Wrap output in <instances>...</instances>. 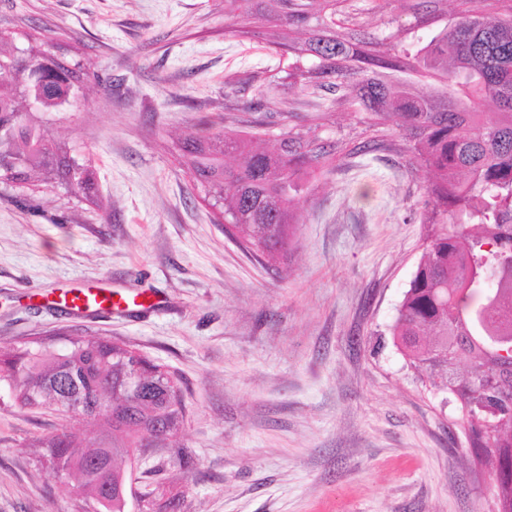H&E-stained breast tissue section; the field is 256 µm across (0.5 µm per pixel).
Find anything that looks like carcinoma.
Masks as SVG:
<instances>
[{
    "label": "carcinoma",
    "mask_w": 512,
    "mask_h": 512,
    "mask_svg": "<svg viewBox=\"0 0 512 512\" xmlns=\"http://www.w3.org/2000/svg\"><path fill=\"white\" fill-rule=\"evenodd\" d=\"M462 0L455 20L425 46H391L357 39L336 28L334 0H224L244 20L295 27L303 37L280 36V46L309 67L315 89L354 96L374 121L397 118L410 159L433 173L424 208L427 243L392 325L394 344L408 364L439 381L469 408L470 447L492 466L503 496L498 512H512V353L499 336H512V14L490 17ZM50 46L33 36L0 30V116L11 122L7 148L19 163L0 168V183L34 182L95 202V172L29 114L73 106L88 71L56 58L71 93L29 79ZM497 109L487 121L482 107ZM178 155L225 232L277 262L299 223V172L330 155L326 146L285 132L272 149L254 137L213 128L186 130ZM0 384L21 404L84 418L97 435L67 431L43 441L53 469L66 467L81 500L101 492L99 506L123 512L112 492L132 448H171L183 419L175 381L161 366L117 344L70 339L62 348L25 347L0 355Z\"/></svg>",
    "instance_id": "obj_1"
}]
</instances>
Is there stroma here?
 I'll return each mask as SVG.
<instances>
[{
    "instance_id": "obj_1",
    "label": "stroma",
    "mask_w": 512,
    "mask_h": 512,
    "mask_svg": "<svg viewBox=\"0 0 512 512\" xmlns=\"http://www.w3.org/2000/svg\"><path fill=\"white\" fill-rule=\"evenodd\" d=\"M347 3L337 24L391 43L430 41L459 7ZM240 24L224 0H0L1 29L102 77L46 117L92 165L97 203L0 184V351L64 330L126 343L173 376L183 453L136 452L124 512H496L460 406L390 333L425 246L427 169L392 123L292 77L267 25L233 35ZM273 99L287 111L259 109ZM209 126L269 147L288 131L330 151L275 264L225 235L179 164L178 135ZM74 281L162 304L109 318L39 305ZM64 429L93 434L0 388V512H84L42 458V440Z\"/></svg>"
}]
</instances>
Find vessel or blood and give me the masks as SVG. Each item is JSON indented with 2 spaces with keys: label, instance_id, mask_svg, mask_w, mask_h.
Here are the masks:
<instances>
[{
  "label": "vessel or blood",
  "instance_id": "vessel-or-blood-1",
  "mask_svg": "<svg viewBox=\"0 0 512 512\" xmlns=\"http://www.w3.org/2000/svg\"><path fill=\"white\" fill-rule=\"evenodd\" d=\"M51 306L60 308L75 317H90L102 311L128 313L138 306L136 296L123 295L106 286H91L80 282L70 283L47 297Z\"/></svg>",
  "mask_w": 512,
  "mask_h": 512
}]
</instances>
